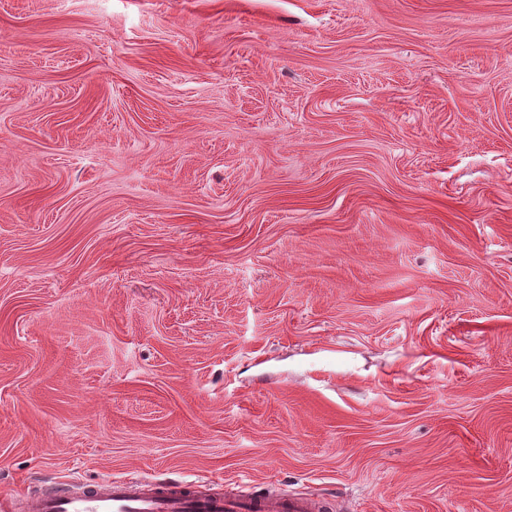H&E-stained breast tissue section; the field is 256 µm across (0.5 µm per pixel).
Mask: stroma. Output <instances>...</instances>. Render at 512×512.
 <instances>
[{
	"label": "stroma",
	"mask_w": 512,
	"mask_h": 512,
	"mask_svg": "<svg viewBox=\"0 0 512 512\" xmlns=\"http://www.w3.org/2000/svg\"><path fill=\"white\" fill-rule=\"evenodd\" d=\"M105 477L512 512V0H0V497Z\"/></svg>",
	"instance_id": "1"
}]
</instances>
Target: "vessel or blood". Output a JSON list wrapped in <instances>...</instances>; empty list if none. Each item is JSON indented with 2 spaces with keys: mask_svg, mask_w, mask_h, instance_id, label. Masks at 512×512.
<instances>
[{
  "mask_svg": "<svg viewBox=\"0 0 512 512\" xmlns=\"http://www.w3.org/2000/svg\"><path fill=\"white\" fill-rule=\"evenodd\" d=\"M31 512H312L309 498L202 494L193 483L141 484L110 478L84 485L64 481L30 504Z\"/></svg>",
  "mask_w": 512,
  "mask_h": 512,
  "instance_id": "obj_1",
  "label": "vessel or blood"
}]
</instances>
